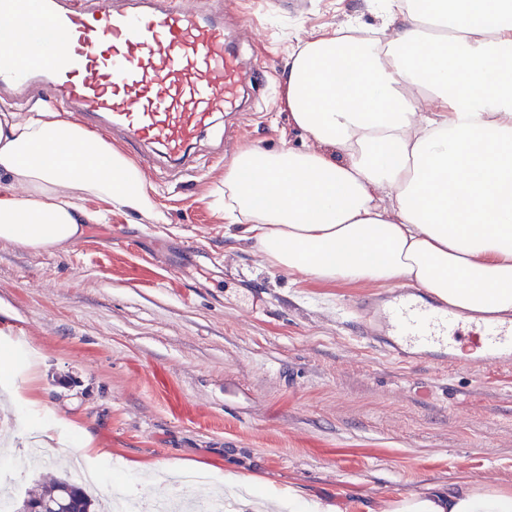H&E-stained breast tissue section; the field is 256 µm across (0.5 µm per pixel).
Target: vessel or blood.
<instances>
[{"instance_id":"b4317fda","label":"vessel or blood","mask_w":512,"mask_h":512,"mask_svg":"<svg viewBox=\"0 0 512 512\" xmlns=\"http://www.w3.org/2000/svg\"><path fill=\"white\" fill-rule=\"evenodd\" d=\"M0 0V86L37 85L61 111L121 132L145 149L182 157L218 112L240 109L246 68L224 20L185 0ZM348 327L403 363H454L464 330L479 357L469 367L512 363V321L473 317L414 289L369 297Z\"/></svg>"}]
</instances>
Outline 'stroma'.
<instances>
[{
  "instance_id": "1",
  "label": "stroma",
  "mask_w": 512,
  "mask_h": 512,
  "mask_svg": "<svg viewBox=\"0 0 512 512\" xmlns=\"http://www.w3.org/2000/svg\"><path fill=\"white\" fill-rule=\"evenodd\" d=\"M254 31L246 58L266 83L241 123L216 114L191 169L158 148L143 166L167 215L113 208L67 250L0 242V467L52 447L12 479L16 493L71 470L92 438L93 494L149 501L199 474L192 498L236 482L344 512H381L457 476L512 488V365H412L352 337L371 286L321 285L266 266L210 206L224 162L252 145L301 148L282 95L289 47L348 20L377 23L375 0H191Z\"/></svg>"
}]
</instances>
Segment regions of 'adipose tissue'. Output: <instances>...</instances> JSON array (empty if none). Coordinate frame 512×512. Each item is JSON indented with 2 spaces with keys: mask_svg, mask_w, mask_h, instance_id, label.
<instances>
[{
  "mask_svg": "<svg viewBox=\"0 0 512 512\" xmlns=\"http://www.w3.org/2000/svg\"><path fill=\"white\" fill-rule=\"evenodd\" d=\"M381 3L377 27L324 28L289 53L288 121L311 146L241 147L224 217L271 268L404 282L510 319L512 0ZM90 198L166 221L121 146L48 109L0 113V241L66 248L108 220ZM384 512H512V489L461 478Z\"/></svg>",
  "mask_w": 512,
  "mask_h": 512,
  "instance_id": "1",
  "label": "adipose tissue"
}]
</instances>
